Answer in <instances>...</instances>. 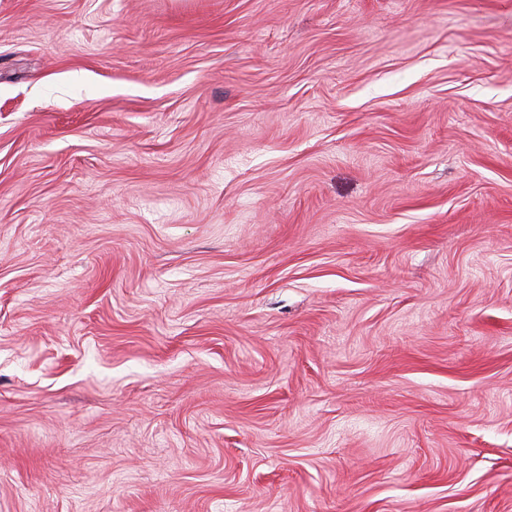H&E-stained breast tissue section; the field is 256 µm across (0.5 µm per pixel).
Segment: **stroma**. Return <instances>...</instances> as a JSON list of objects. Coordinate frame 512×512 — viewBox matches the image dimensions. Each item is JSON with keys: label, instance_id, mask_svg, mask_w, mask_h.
Segmentation results:
<instances>
[{"label": "stroma", "instance_id": "35a3bbf8", "mask_svg": "<svg viewBox=\"0 0 512 512\" xmlns=\"http://www.w3.org/2000/svg\"><path fill=\"white\" fill-rule=\"evenodd\" d=\"M0 512H512V0H0Z\"/></svg>", "mask_w": 512, "mask_h": 512}]
</instances>
